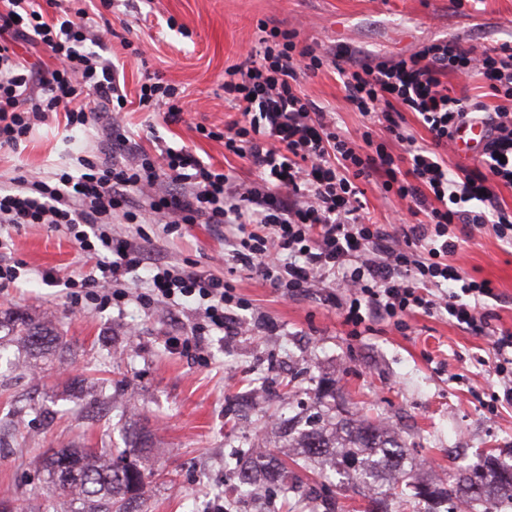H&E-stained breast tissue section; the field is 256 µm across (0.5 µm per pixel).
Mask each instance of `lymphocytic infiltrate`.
Listing matches in <instances>:
<instances>
[{
	"mask_svg": "<svg viewBox=\"0 0 512 512\" xmlns=\"http://www.w3.org/2000/svg\"><path fill=\"white\" fill-rule=\"evenodd\" d=\"M56 0H0V149H18L34 126L64 113L67 127L102 122L105 155L78 156V174L47 179L15 177L0 190L1 224L65 227L80 249L97 255L94 273L63 282L73 303L103 308L127 298L126 289L102 292L100 279L139 269L143 254L104 232L114 214L138 223L143 209L163 215L169 228L207 223L224 228L233 260L252 267L274 287L344 288L337 305L351 335L377 319L399 330L416 314L443 311L456 325L485 334L492 316L481 309L489 281L462 277L448 258L457 242L452 226L491 228L512 242V210L494 186L512 188V38L480 47L438 39L380 62L348 54L332 57L302 44L293 29L259 24L256 49L224 70V93L240 116L216 133L226 154L246 161L253 178L241 180L205 164L187 148L161 156L171 189L160 190L154 162L126 135L119 114L126 100L120 70L92 46L112 35L92 28L87 11L65 10L44 19ZM45 47L55 64L30 66L18 48ZM332 64L344 101L371 120L357 134L338 130L330 111L301 90L305 76ZM482 76L494 108L456 95L450 76ZM484 123L489 142L479 164L448 158L454 128ZM430 140L418 144L412 124ZM377 185L398 205L400 234L366 222L364 187ZM459 283L452 291L450 283ZM145 307L196 305L202 336L240 327L249 304L236 287L202 271L156 260L152 287L138 295Z\"/></svg>",
	"mask_w": 512,
	"mask_h": 512,
	"instance_id": "obj_1",
	"label": "lymphocytic infiltrate"
}]
</instances>
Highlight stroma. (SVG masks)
<instances>
[{
	"mask_svg": "<svg viewBox=\"0 0 512 512\" xmlns=\"http://www.w3.org/2000/svg\"><path fill=\"white\" fill-rule=\"evenodd\" d=\"M111 14L116 38L99 45L105 57L124 56L121 39L140 44L145 60L125 58L127 135L147 153L156 141L189 146L203 162L246 179L247 163L224 153L204 130H223L236 117L224 98V69L241 62L258 38L257 26L294 29L300 40L333 54L345 47L376 61L418 50L434 39L461 38L470 45L512 37V0H125ZM159 73L183 93L181 118L165 119L164 107L139 102L145 71ZM302 89L318 105L335 110L339 129L353 132L366 120L347 108L333 67L304 78ZM99 124L67 128L64 115L35 126L15 151L0 150V188L18 175L41 178L76 172V157L98 153ZM112 234L163 256L231 281L250 308L249 327L227 336L212 332L208 361L169 349L170 336L191 335L196 323L186 307L140 306L136 293L148 286L149 269L128 274L130 300L100 309L76 305L63 288L43 280L51 271L81 279L95 265L63 227L0 224V260L26 262L29 272L10 290L15 310L45 312L67 336L73 353L60 367L29 376L0 361V418L28 406L19 428L0 425V497L26 503L37 483L35 449L79 443L125 447L132 429L150 431L157 452L149 478L147 512H263L246 496L227 497L238 452L264 437L268 451L285 457L276 437L284 420L302 416L319 427L325 414L369 419L392 427L409 457L426 462L434 479L466 472L479 454L496 451L512 464V407L491 405L494 380L491 335L457 327L448 315H418L405 330L376 321L352 338L339 309L319 289L293 297L263 282L240 262L225 260L224 231L210 224H184L169 232L147 220L115 218ZM450 261L465 276L491 281L496 299L486 300L494 326L512 330V245L486 231L460 235ZM83 377L107 385L115 396L102 408L69 390ZM335 384L336 398L314 404L312 392ZM32 453H23V443Z\"/></svg>",
	"mask_w": 512,
	"mask_h": 512,
	"instance_id": "obj_1",
	"label": "stroma"
}]
</instances>
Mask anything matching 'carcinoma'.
Wrapping results in <instances>:
<instances>
[{
    "label": "carcinoma",
    "instance_id": "carcinoma-1",
    "mask_svg": "<svg viewBox=\"0 0 512 512\" xmlns=\"http://www.w3.org/2000/svg\"><path fill=\"white\" fill-rule=\"evenodd\" d=\"M12 347L22 355V365L36 375L38 366L31 359L63 353L68 344L48 314L9 308L0 311V352ZM284 436L288 447L300 449L303 466L340 472L359 488L368 501L366 512H385L380 507L385 497L404 498L418 468V463L408 460L405 444L365 420L355 424L340 418L328 429L296 437L288 427ZM151 450L150 436L138 432L127 448L53 449L40 462L41 480L30 489L27 512H41L40 500L56 501V512H144ZM234 470L240 483L266 489L265 504L270 509L278 497L312 499L306 485H288V467L279 458L254 448L236 458ZM414 489L415 512H434L435 501L448 504L447 512H457L455 504L465 496L481 504L512 501V466L487 458L441 486L418 484Z\"/></svg>",
    "mask_w": 512,
    "mask_h": 512
}]
</instances>
